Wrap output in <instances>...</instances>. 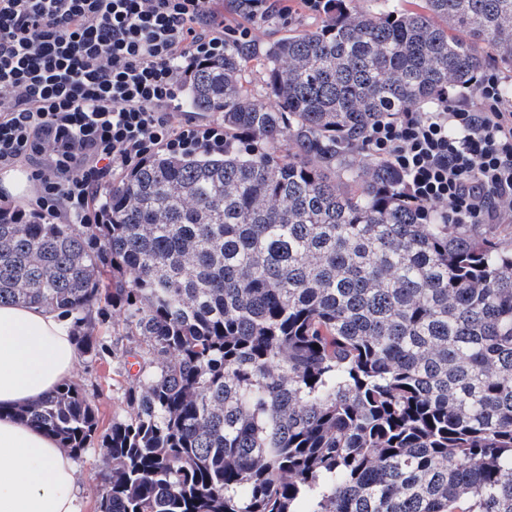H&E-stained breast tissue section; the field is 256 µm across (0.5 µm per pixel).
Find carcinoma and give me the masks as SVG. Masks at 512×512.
I'll return each mask as SVG.
<instances>
[{
  "mask_svg": "<svg viewBox=\"0 0 512 512\" xmlns=\"http://www.w3.org/2000/svg\"><path fill=\"white\" fill-rule=\"evenodd\" d=\"M512 67V0H393L190 68L224 149H160L98 224L0 209V304L114 354L127 415L99 512H512V249L425 221L367 127ZM138 366L131 372L132 366ZM13 415L77 456L98 421L64 383Z\"/></svg>",
  "mask_w": 512,
  "mask_h": 512,
  "instance_id": "carcinoma-1",
  "label": "carcinoma"
}]
</instances>
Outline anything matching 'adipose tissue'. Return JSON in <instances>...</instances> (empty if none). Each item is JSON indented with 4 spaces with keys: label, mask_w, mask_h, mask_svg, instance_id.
<instances>
[{
    "label": "adipose tissue",
    "mask_w": 512,
    "mask_h": 512,
    "mask_svg": "<svg viewBox=\"0 0 512 512\" xmlns=\"http://www.w3.org/2000/svg\"><path fill=\"white\" fill-rule=\"evenodd\" d=\"M76 360L68 319L0 305V512H80L75 459L12 415L67 382Z\"/></svg>",
    "instance_id": "1"
}]
</instances>
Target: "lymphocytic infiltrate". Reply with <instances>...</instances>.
<instances>
[{
	"label": "lymphocytic infiltrate",
	"mask_w": 512,
	"mask_h": 512,
	"mask_svg": "<svg viewBox=\"0 0 512 512\" xmlns=\"http://www.w3.org/2000/svg\"><path fill=\"white\" fill-rule=\"evenodd\" d=\"M216 0H0V172L27 167L36 206L93 224L97 193L151 148L224 140L172 105L188 61L224 52ZM496 72L363 134L409 200L451 224H512V98Z\"/></svg>",
	"instance_id": "1"
}]
</instances>
